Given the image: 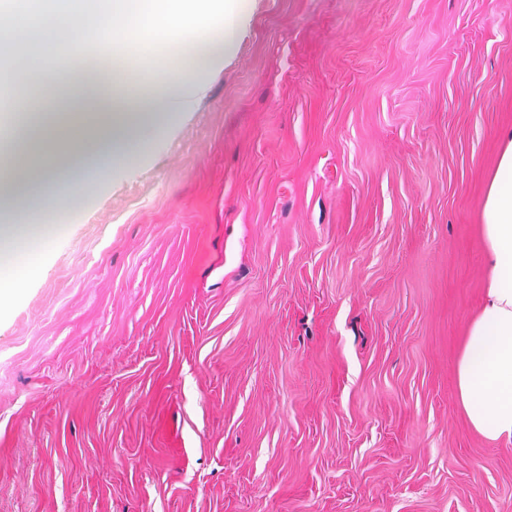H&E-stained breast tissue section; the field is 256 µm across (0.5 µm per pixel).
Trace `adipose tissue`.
Returning a JSON list of instances; mask_svg holds the SVG:
<instances>
[{
	"label": "adipose tissue",
	"instance_id": "adipose-tissue-1",
	"mask_svg": "<svg viewBox=\"0 0 512 512\" xmlns=\"http://www.w3.org/2000/svg\"><path fill=\"white\" fill-rule=\"evenodd\" d=\"M143 43L219 35L230 46L238 17L226 0H132ZM157 100L106 97L88 85L71 87L54 117L34 116L16 142V159L0 169V189L26 177L29 193L19 217L65 192L94 188L111 167L127 160L133 142L154 122ZM481 212L487 260L485 304L469 323L457 364L459 397L471 428L487 440L512 441V131L503 137Z\"/></svg>",
	"mask_w": 512,
	"mask_h": 512
}]
</instances>
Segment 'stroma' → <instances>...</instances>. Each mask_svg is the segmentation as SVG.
<instances>
[{
  "label": "stroma",
  "mask_w": 512,
  "mask_h": 512,
  "mask_svg": "<svg viewBox=\"0 0 512 512\" xmlns=\"http://www.w3.org/2000/svg\"><path fill=\"white\" fill-rule=\"evenodd\" d=\"M236 2L196 65L120 17L208 81L0 258V512H512L457 389L512 0ZM61 212L57 209H50L39 219L25 223L27 226L23 232L16 237L1 241V250L10 251L14 257H21L27 252V242L29 239L40 235L47 224L58 223Z\"/></svg>",
  "instance_id": "35a3bbf8"
}]
</instances>
